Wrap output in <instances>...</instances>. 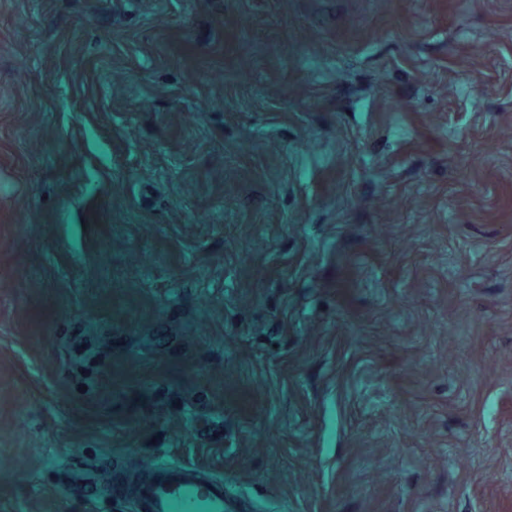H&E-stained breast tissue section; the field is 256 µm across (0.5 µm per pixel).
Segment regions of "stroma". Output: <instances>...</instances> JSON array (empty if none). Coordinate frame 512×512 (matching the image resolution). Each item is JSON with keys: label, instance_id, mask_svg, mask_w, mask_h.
<instances>
[{"label": "stroma", "instance_id": "obj_1", "mask_svg": "<svg viewBox=\"0 0 512 512\" xmlns=\"http://www.w3.org/2000/svg\"><path fill=\"white\" fill-rule=\"evenodd\" d=\"M512 512V0H0V512ZM112 497L134 505L139 512H242L241 500L224 480L205 477L191 464L156 460L130 467L112 479Z\"/></svg>", "mask_w": 512, "mask_h": 512}]
</instances>
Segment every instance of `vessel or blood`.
Instances as JSON below:
<instances>
[{
	"mask_svg": "<svg viewBox=\"0 0 512 512\" xmlns=\"http://www.w3.org/2000/svg\"><path fill=\"white\" fill-rule=\"evenodd\" d=\"M112 495L137 512H243L223 480L207 478L191 464L156 460L131 467L113 478Z\"/></svg>",
	"mask_w": 512,
	"mask_h": 512,
	"instance_id": "1",
	"label": "vessel or blood"
}]
</instances>
